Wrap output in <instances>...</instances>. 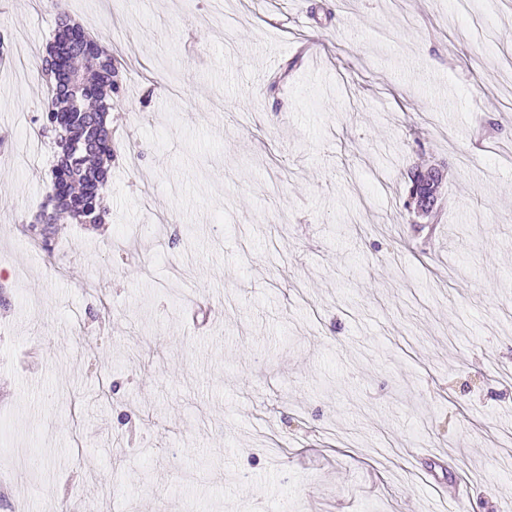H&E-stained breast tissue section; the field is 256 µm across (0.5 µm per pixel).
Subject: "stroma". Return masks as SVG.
<instances>
[{
	"mask_svg": "<svg viewBox=\"0 0 512 512\" xmlns=\"http://www.w3.org/2000/svg\"><path fill=\"white\" fill-rule=\"evenodd\" d=\"M69 12L122 63L110 215L30 244L48 79L0 66V512H512V0ZM55 27L0 0L14 54ZM417 192L413 199V211L417 217L427 218L431 215L437 202V190L445 178L443 168H431L426 171L418 170L413 175Z\"/></svg>",
	"mask_w": 512,
	"mask_h": 512,
	"instance_id": "stroma-1",
	"label": "stroma"
}]
</instances>
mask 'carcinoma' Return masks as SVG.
<instances>
[{"mask_svg": "<svg viewBox=\"0 0 512 512\" xmlns=\"http://www.w3.org/2000/svg\"><path fill=\"white\" fill-rule=\"evenodd\" d=\"M53 6L58 21L49 49L69 47V66L74 69L82 61L85 67L73 96L56 92L52 84L41 107L39 135L54 136L59 156L40 207L42 223L28 225L27 231L49 257L61 220L97 226L109 214L104 188L113 157L112 96L119 90V70L112 54L71 19L64 0H53Z\"/></svg>", "mask_w": 512, "mask_h": 512, "instance_id": "cac0c4a2", "label": "carcinoma"}]
</instances>
